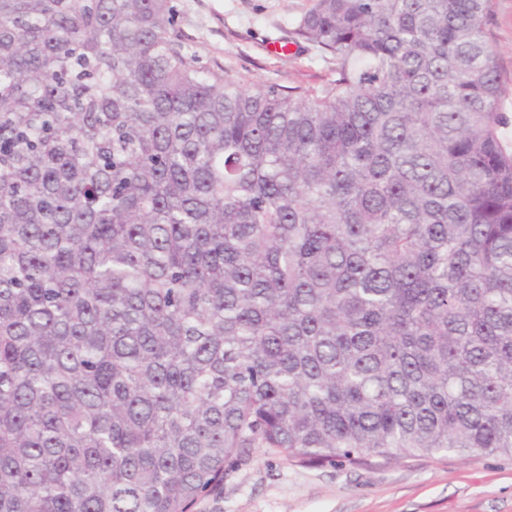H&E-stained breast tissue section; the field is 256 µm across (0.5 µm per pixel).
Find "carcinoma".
<instances>
[{
  "mask_svg": "<svg viewBox=\"0 0 512 512\" xmlns=\"http://www.w3.org/2000/svg\"><path fill=\"white\" fill-rule=\"evenodd\" d=\"M491 0H314L311 90L171 0H0V512H191L302 467L512 456Z\"/></svg>",
  "mask_w": 512,
  "mask_h": 512,
  "instance_id": "cac0c4a2",
  "label": "carcinoma"
}]
</instances>
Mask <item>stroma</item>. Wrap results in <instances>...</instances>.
Listing matches in <instances>:
<instances>
[{
    "label": "stroma",
    "instance_id": "stroma-1",
    "mask_svg": "<svg viewBox=\"0 0 512 512\" xmlns=\"http://www.w3.org/2000/svg\"><path fill=\"white\" fill-rule=\"evenodd\" d=\"M172 2L177 42L208 71L287 89L331 77L329 65L295 34L313 0ZM486 32L503 91L499 136L512 149V0H491ZM277 41L287 51L273 52ZM192 512H512V458L406 455L383 467L306 468L258 448Z\"/></svg>",
    "mask_w": 512,
    "mask_h": 512
}]
</instances>
